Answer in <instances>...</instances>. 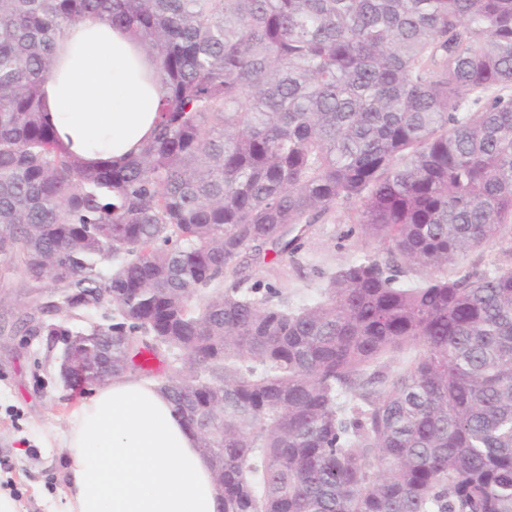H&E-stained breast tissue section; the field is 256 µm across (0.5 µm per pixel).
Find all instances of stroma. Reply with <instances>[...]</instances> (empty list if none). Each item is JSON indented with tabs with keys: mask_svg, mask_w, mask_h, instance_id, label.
I'll return each instance as SVG.
<instances>
[{
	"mask_svg": "<svg viewBox=\"0 0 512 512\" xmlns=\"http://www.w3.org/2000/svg\"><path fill=\"white\" fill-rule=\"evenodd\" d=\"M349 206L314 224L301 252L303 273L287 257L267 253L249 270L251 281L279 286L289 306L320 295L323 272L381 251L377 239L354 229ZM60 348L45 337L16 327L0 333V490L18 502L19 512H48L63 499L65 423L79 402L93 393L91 383L69 386L59 375Z\"/></svg>",
	"mask_w": 512,
	"mask_h": 512,
	"instance_id": "1",
	"label": "stroma"
}]
</instances>
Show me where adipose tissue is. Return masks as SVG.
<instances>
[{"label": "adipose tissue", "mask_w": 512, "mask_h": 512, "mask_svg": "<svg viewBox=\"0 0 512 512\" xmlns=\"http://www.w3.org/2000/svg\"><path fill=\"white\" fill-rule=\"evenodd\" d=\"M52 126L88 165L123 161L153 137L163 85L129 31L67 27L44 85ZM67 493L60 512H219L209 461L158 383L126 375L67 419Z\"/></svg>", "instance_id": "obj_1"}]
</instances>
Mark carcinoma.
<instances>
[{"instance_id":"carcinoma-1","label":"carcinoma","mask_w":512,"mask_h":512,"mask_svg":"<svg viewBox=\"0 0 512 512\" xmlns=\"http://www.w3.org/2000/svg\"><path fill=\"white\" fill-rule=\"evenodd\" d=\"M84 21L129 30L167 90L101 168L44 106ZM339 204L380 254L295 308L244 287ZM506 235L512 0H0V257L41 315L112 289L107 326L20 323L112 348L114 377L176 356L161 388L221 512H512V267L459 264ZM421 351L422 347L418 344L406 345L383 355L379 362L385 370L395 372L407 365Z\"/></svg>"}]
</instances>
